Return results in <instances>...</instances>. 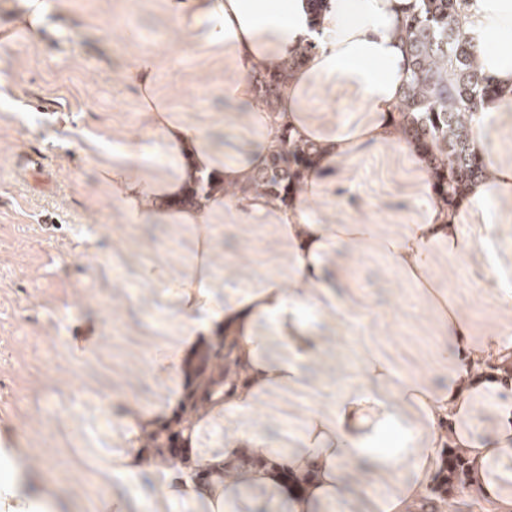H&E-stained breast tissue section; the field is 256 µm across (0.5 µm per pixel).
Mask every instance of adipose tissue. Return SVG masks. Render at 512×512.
<instances>
[{"label": "adipose tissue", "instance_id": "adipose-tissue-1", "mask_svg": "<svg viewBox=\"0 0 512 512\" xmlns=\"http://www.w3.org/2000/svg\"><path fill=\"white\" fill-rule=\"evenodd\" d=\"M181 34L204 48L221 52L231 76L224 98H252L253 72L276 70L296 46L313 44L312 54L288 79V91L277 111L254 107L228 112L227 126L239 129L246 145L228 154L216 149L200 129L176 118L150 82L158 57L138 51L129 77L141 88L144 115L161 135V162L142 153L135 140H125L105 171L112 200L128 223L145 218L198 227V254L169 288L183 322L168 349L162 378L181 382L184 360L192 350L223 343L244 385H225L211 396L206 414H195L186 431L200 438L206 425L223 422L221 454L188 457L164 471V502L203 503L208 512H234L245 492L264 496L262 512H326L345 497L346 465L368 459L381 475L405 472L384 497L370 499L368 512H415L431 482L438 450L459 449L467 458L466 488L496 502L497 512H512V492L499 478L500 465L512 458V338L490 335L471 338L469 321L428 276L430 247H447L458 255L470 244L458 232V214L428 208L396 236L384 238L401 276L419 288L438 309L446 339L460 348L451 362L448 385L430 387L418 379L392 387L391 372L379 357L363 364L364 378L343 393L330 410L311 411L298 448L270 466H238L242 449L266 450L268 441L252 426L268 394L297 386V365L308 350V335L299 321L308 308L328 312L336 292L328 285L326 256L337 240L358 246L372 240L371 224L336 227L319 222L311 206L323 189V173L353 156L363 146L395 138L392 117L399 103L407 60L400 39L409 0H329L313 14L309 0H168ZM460 32L476 50L483 73L496 90L480 107V123L512 112V0H465ZM344 81L362 101L360 120L340 128L317 119L312 110L316 93ZM296 138L311 140L320 154L300 193L289 205L246 192L245 187L268 163L278 125ZM487 180L469 188L470 214L491 200L512 198V164L494 163ZM212 175L222 190L205 194L199 205L168 210L164 204L181 198L197 178ZM228 224H270L281 254L276 271L266 274L248 292L215 295L208 224L216 217ZM501 392V425L496 433L477 437L469 427L473 407L484 391ZM399 431L396 449L382 447L383 438ZM209 475L198 483L196 471ZM0 512H60L52 491L14 448H0Z\"/></svg>", "mask_w": 512, "mask_h": 512}]
</instances>
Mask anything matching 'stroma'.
<instances>
[{"instance_id": "1", "label": "stroma", "mask_w": 512, "mask_h": 512, "mask_svg": "<svg viewBox=\"0 0 512 512\" xmlns=\"http://www.w3.org/2000/svg\"><path fill=\"white\" fill-rule=\"evenodd\" d=\"M18 2L0 0V438L36 467L61 512H102L116 496L133 500L132 512H156L148 472L116 465L134 432L130 416L148 411L164 425L178 413L175 388L152 373L181 329L178 311L141 274L188 267L197 232L126 223L112 202L103 172L120 134L154 157L160 144L122 72L135 51L155 52L154 92L220 150L243 149L224 114L248 106L225 102L223 55L181 36L166 0H52L37 39L21 26ZM360 107L341 82L314 98L316 115L339 127ZM410 174L404 150L390 144L364 148L326 177L317 220L372 224L377 238L337 241L336 302L300 316L314 340L299 362L301 385L270 397L254 423L281 451L298 447L313 407H330L361 382L366 356L385 357L394 382L448 385L439 316L380 246L433 203ZM43 224L57 233L41 234ZM458 231L470 249L452 257L431 247V278L476 335L512 337V202H492ZM209 234L218 292L248 291L274 270L269 225L218 223ZM399 479L365 464L349 469L350 496L335 512H367V497L388 495Z\"/></svg>"}]
</instances>
